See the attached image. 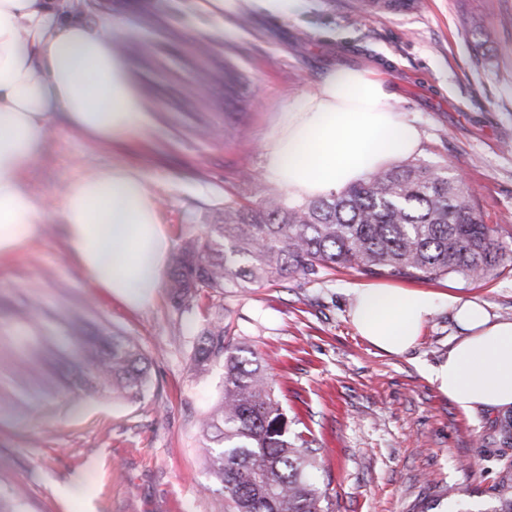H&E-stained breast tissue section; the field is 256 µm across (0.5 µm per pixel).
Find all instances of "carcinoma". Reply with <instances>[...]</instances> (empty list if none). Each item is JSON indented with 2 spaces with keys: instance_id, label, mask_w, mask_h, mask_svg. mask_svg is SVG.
<instances>
[{
  "instance_id": "carcinoma-1",
  "label": "carcinoma",
  "mask_w": 512,
  "mask_h": 512,
  "mask_svg": "<svg viewBox=\"0 0 512 512\" xmlns=\"http://www.w3.org/2000/svg\"><path fill=\"white\" fill-rule=\"evenodd\" d=\"M512 259L500 226L487 224L469 188L439 167L402 161L367 180L314 200L284 195L256 206L224 203L204 238H188L166 284L170 306L193 331L190 371L223 368L219 400L200 419L205 461L227 492L224 512H332L315 474L324 462L316 440L290 432V422L258 352L230 342L224 312L202 305L212 293L288 277L312 279L342 267L373 277L481 279ZM25 336L10 366L14 387L37 379L33 364L50 350L43 322L23 306L0 302ZM61 323L81 352L70 363L57 352L59 383L87 397L110 393L137 400L149 383L145 354L82 311ZM501 446L512 447V414L497 424ZM452 512H512V464L488 489L480 509L448 494Z\"/></svg>"
}]
</instances>
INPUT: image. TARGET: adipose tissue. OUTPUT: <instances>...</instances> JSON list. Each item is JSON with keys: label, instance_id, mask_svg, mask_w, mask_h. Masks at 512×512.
<instances>
[{"label": "adipose tissue", "instance_id": "1", "mask_svg": "<svg viewBox=\"0 0 512 512\" xmlns=\"http://www.w3.org/2000/svg\"><path fill=\"white\" fill-rule=\"evenodd\" d=\"M210 14L263 11L294 16L304 0H193ZM90 139L122 144L152 124L110 20L64 17L56 0H0V262L25 252L58 225L68 256L112 299L151 305L172 249L161 201L135 167L112 164L35 195L22 171L40 160L56 121ZM419 147L416 129L373 72L328 68L315 87L285 105L263 143L267 178L292 201L325 197ZM351 320L380 350L401 355L417 342L438 302L433 293L363 285ZM465 336L426 375L460 410L512 407V321L448 298Z\"/></svg>", "mask_w": 512, "mask_h": 512}]
</instances>
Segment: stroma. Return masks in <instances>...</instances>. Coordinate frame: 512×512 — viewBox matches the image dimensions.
Returning <instances> with one entry per match:
<instances>
[{
	"label": "stroma",
	"mask_w": 512,
	"mask_h": 512,
	"mask_svg": "<svg viewBox=\"0 0 512 512\" xmlns=\"http://www.w3.org/2000/svg\"><path fill=\"white\" fill-rule=\"evenodd\" d=\"M354 0H308L292 18L257 12L234 27L194 9L192 0H112L118 40L148 41L147 18L216 45L215 62L241 79L236 120L224 117V89L177 110L147 98L154 125L123 145L91 141L57 124L45 153L26 166L34 193L57 192L102 165L138 166L162 201L172 241L203 237L228 199L253 203L278 194L263 172L262 141L279 110L309 92L331 66L377 70L395 105L419 133L416 161L441 165L470 188L484 220L503 228L512 252V0H423L419 10L355 15ZM220 128L207 141L199 123ZM369 276L346 269L313 281L291 279L227 289L224 309L235 344L260 353L293 431L316 439L319 480L333 512H445L448 490L485 500L512 448L494 442L504 413L460 412L424 369L447 357L463 332L447 294L512 321V263L480 281L448 276L404 281L440 293L418 344L400 356L366 342L349 318L351 290ZM38 298L57 315L74 307L137 339L149 358L142 400L88 399L38 385L0 408V495L21 512H224V490L204 465L200 414L218 397L222 369L189 371L192 340L166 292L131 310L93 288L68 257L56 227L0 265V299Z\"/></svg>",
	"instance_id": "35a3bbf8"
}]
</instances>
